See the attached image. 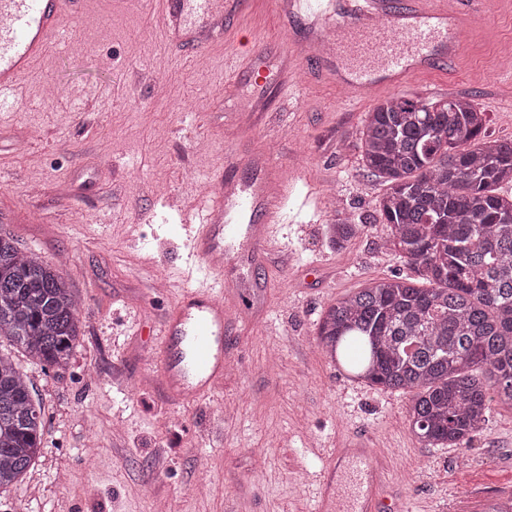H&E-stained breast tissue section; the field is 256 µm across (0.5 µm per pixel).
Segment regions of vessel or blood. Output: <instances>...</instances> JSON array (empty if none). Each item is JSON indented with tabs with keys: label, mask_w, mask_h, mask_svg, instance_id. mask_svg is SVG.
<instances>
[{
	"label": "vessel or blood",
	"mask_w": 512,
	"mask_h": 512,
	"mask_svg": "<svg viewBox=\"0 0 512 512\" xmlns=\"http://www.w3.org/2000/svg\"><path fill=\"white\" fill-rule=\"evenodd\" d=\"M81 0H0V111L5 94L16 91L21 76L59 34L58 22ZM456 0H280L282 14L306 19L310 36L290 40L298 60L321 64L351 99L400 86L404 79L445 67L462 53L473 22ZM250 0H155L167 41L190 50L191 59L223 45L229 20L242 17ZM258 173L245 185L231 179L208 180L195 214L192 255L196 286L174 304L161 328L160 380L179 404L214 391L233 359L224 345L234 319L224 303L237 264L264 268L280 249L274 231L288 216L296 188L273 157L257 161ZM351 460L356 491L341 512H376L387 475L368 446L334 449L331 460Z\"/></svg>",
	"instance_id": "1"
}]
</instances>
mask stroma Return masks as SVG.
<instances>
[{"mask_svg": "<svg viewBox=\"0 0 512 512\" xmlns=\"http://www.w3.org/2000/svg\"><path fill=\"white\" fill-rule=\"evenodd\" d=\"M246 36L285 53L272 0H253ZM0 112V235L56 262L82 300L80 340L67 369H42L9 341L45 412L44 448L0 512H315L326 449L373 435L400 512H487L512 496V410L494 406L466 448H427L411 433L409 397L347 379L318 348L327 306L414 267L387 250L378 203L387 183L366 170L358 131L372 104L308 63L293 71L300 98L270 84L227 92L223 47L195 64L167 42L156 14L130 0H83L62 16ZM512 0H486L454 77L410 78L398 94L468 96L489 137L512 141ZM275 154L299 192L271 253L264 301L237 319L227 343L240 367L222 386L173 404L158 376V333L192 261L178 214L155 187L197 204L205 181L249 176ZM359 218L343 247L329 239L338 213ZM100 444L82 448L90 432Z\"/></svg>", "mask_w": 512, "mask_h": 512, "instance_id": "obj_1", "label": "stroma"}]
</instances>
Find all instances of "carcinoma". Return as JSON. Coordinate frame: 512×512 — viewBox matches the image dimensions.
<instances>
[{"instance_id": "1", "label": "carcinoma", "mask_w": 512, "mask_h": 512, "mask_svg": "<svg viewBox=\"0 0 512 512\" xmlns=\"http://www.w3.org/2000/svg\"><path fill=\"white\" fill-rule=\"evenodd\" d=\"M468 98L390 96L359 132L364 166L389 184L379 201L387 246L423 285L400 276L331 303L317 342L347 377L410 395L411 432L461 447L492 404L512 406V141L491 139ZM336 242L356 236L349 218ZM77 295L59 268L0 236V337L43 368L68 367L80 338ZM28 375L0 354V490L27 474L45 435Z\"/></svg>"}]
</instances>
